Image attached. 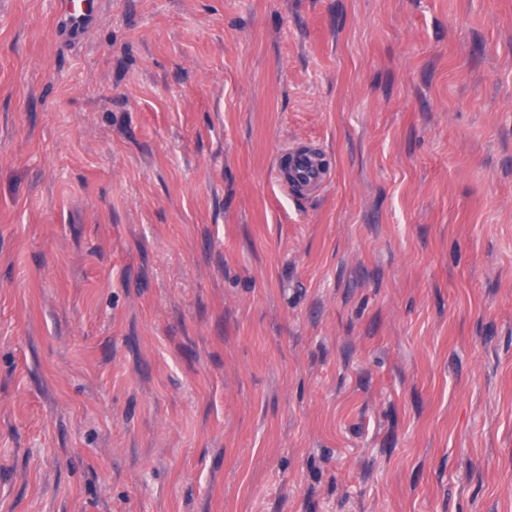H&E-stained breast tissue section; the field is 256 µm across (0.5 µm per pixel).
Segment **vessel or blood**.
<instances>
[{
  "instance_id": "obj_1",
  "label": "vessel or blood",
  "mask_w": 512,
  "mask_h": 512,
  "mask_svg": "<svg viewBox=\"0 0 512 512\" xmlns=\"http://www.w3.org/2000/svg\"><path fill=\"white\" fill-rule=\"evenodd\" d=\"M99 0H63L64 35L68 41L81 40L92 25ZM286 165L283 183L289 191L301 196H317L330 180L326 156L316 143H294L284 154Z\"/></svg>"
}]
</instances>
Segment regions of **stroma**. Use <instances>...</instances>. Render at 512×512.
<instances>
[{
  "label": "stroma",
  "instance_id": "35a3bbf8",
  "mask_svg": "<svg viewBox=\"0 0 512 512\" xmlns=\"http://www.w3.org/2000/svg\"><path fill=\"white\" fill-rule=\"evenodd\" d=\"M62 24L0 0V512H512V0ZM281 157L286 160L283 183L291 193L315 197L326 188L330 170L318 144L293 143Z\"/></svg>",
  "mask_w": 512,
  "mask_h": 512
}]
</instances>
